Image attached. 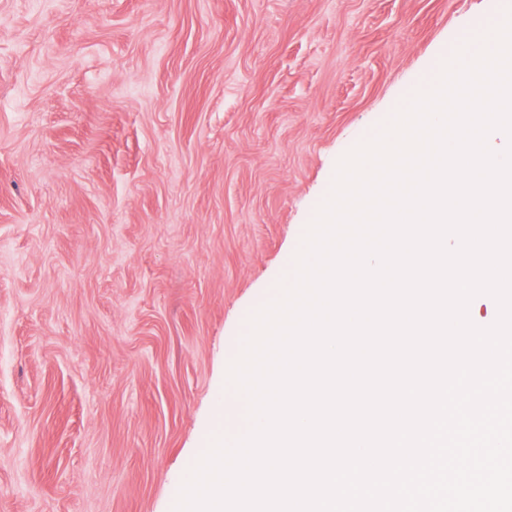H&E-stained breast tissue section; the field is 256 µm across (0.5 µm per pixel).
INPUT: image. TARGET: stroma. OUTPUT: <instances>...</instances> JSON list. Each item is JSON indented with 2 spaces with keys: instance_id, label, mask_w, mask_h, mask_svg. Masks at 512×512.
<instances>
[{
  "instance_id": "35a3bbf8",
  "label": "stroma",
  "mask_w": 512,
  "mask_h": 512,
  "mask_svg": "<svg viewBox=\"0 0 512 512\" xmlns=\"http://www.w3.org/2000/svg\"><path fill=\"white\" fill-rule=\"evenodd\" d=\"M512 0H0V512H172L338 159Z\"/></svg>"
}]
</instances>
